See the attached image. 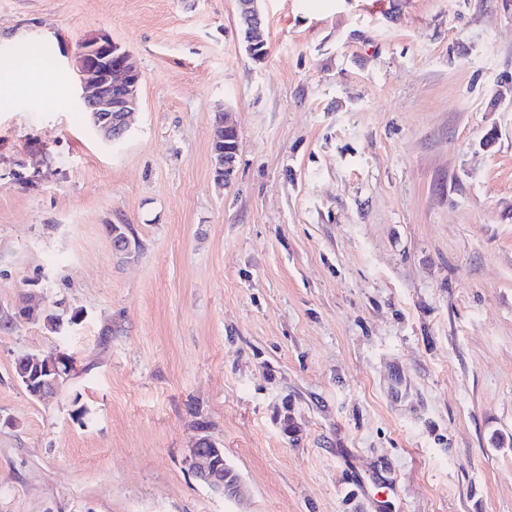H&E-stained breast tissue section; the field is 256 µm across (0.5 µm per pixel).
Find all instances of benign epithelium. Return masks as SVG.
<instances>
[{
	"label": "benign epithelium",
	"instance_id": "benign-epithelium-1",
	"mask_svg": "<svg viewBox=\"0 0 512 512\" xmlns=\"http://www.w3.org/2000/svg\"><path fill=\"white\" fill-rule=\"evenodd\" d=\"M239 15L243 25V41L248 53L255 57L266 53V36L258 0H238ZM76 94L85 107L93 112L96 129L110 141L120 140L129 128L130 118L138 107L140 72L130 53L112 39L102 34L85 44L78 57ZM238 149L224 138V150L216 152L215 168L217 180L229 183L235 171ZM61 354L29 356L28 371L48 374L41 388L34 393L40 401L47 400L58 392L63 377ZM189 469L202 483L229 498L237 497L240 481L228 482L235 475L224 461V451L210 438L199 435L190 449Z\"/></svg>",
	"mask_w": 512,
	"mask_h": 512
}]
</instances>
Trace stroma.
<instances>
[{
  "label": "stroma",
  "mask_w": 512,
  "mask_h": 512,
  "mask_svg": "<svg viewBox=\"0 0 512 512\" xmlns=\"http://www.w3.org/2000/svg\"><path fill=\"white\" fill-rule=\"evenodd\" d=\"M259 8L257 61L237 0H0V60L51 48L0 99V512H512V0ZM101 33L141 73L112 143ZM58 352L43 403L13 361ZM87 42L78 57L77 98L94 112L95 128L109 141H118L138 107L140 72L130 53L108 35ZM85 107L79 104L77 111L87 112ZM232 129H236L232 126H225L223 137H224V150L215 152L216 149H221L223 144L216 142L213 143V152L216 154L214 172L218 181H224V186L227 185L234 175L236 155L238 154V147L234 148L235 144H232L231 139L226 135ZM237 132V131H236ZM223 154V156H222ZM222 172H224L222 178ZM189 469L202 483L225 497L235 498L239 493L240 481L234 470L224 461V451L209 437L198 434L194 447L190 449ZM230 474L226 475V472ZM234 476L232 486L228 479Z\"/></svg>",
  "instance_id": "obj_1"
}]
</instances>
